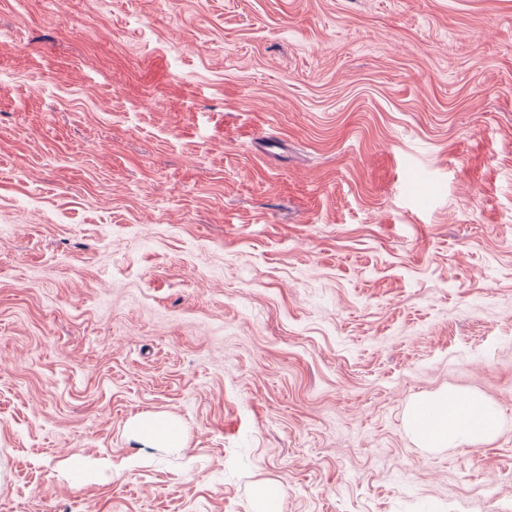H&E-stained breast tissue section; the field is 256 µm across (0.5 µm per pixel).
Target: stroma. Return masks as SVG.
I'll return each instance as SVG.
<instances>
[{"label":"stroma","mask_w":512,"mask_h":512,"mask_svg":"<svg viewBox=\"0 0 512 512\" xmlns=\"http://www.w3.org/2000/svg\"><path fill=\"white\" fill-rule=\"evenodd\" d=\"M264 484L512 512V0H0V512ZM484 407L485 404L473 396L464 397L451 390L444 391L426 403L413 404L409 411V426L432 448L474 441L493 434L500 426L497 411ZM473 408L475 413H472ZM425 410L428 411L426 417ZM135 440L146 448H179L183 434L179 424L165 415L136 417L129 424Z\"/></svg>","instance_id":"stroma-1"}]
</instances>
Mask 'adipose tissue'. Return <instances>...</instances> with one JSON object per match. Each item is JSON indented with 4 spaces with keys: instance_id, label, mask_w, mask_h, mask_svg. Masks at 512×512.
I'll return each instance as SVG.
<instances>
[{
    "instance_id": "1",
    "label": "adipose tissue",
    "mask_w": 512,
    "mask_h": 512,
    "mask_svg": "<svg viewBox=\"0 0 512 512\" xmlns=\"http://www.w3.org/2000/svg\"><path fill=\"white\" fill-rule=\"evenodd\" d=\"M409 425L429 447L442 448L493 434L500 426V417L497 411L484 406L477 398L448 390L436 394L426 403L413 404ZM129 430L146 448H179L183 445L179 424L164 415L134 418Z\"/></svg>"
}]
</instances>
